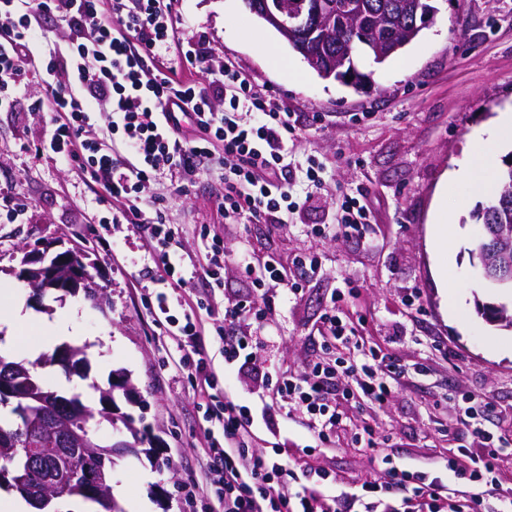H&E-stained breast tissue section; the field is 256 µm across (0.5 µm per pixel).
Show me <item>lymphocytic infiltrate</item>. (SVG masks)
Masks as SVG:
<instances>
[{
  "instance_id": "f902f5d3",
  "label": "lymphocytic infiltrate",
  "mask_w": 512,
  "mask_h": 512,
  "mask_svg": "<svg viewBox=\"0 0 512 512\" xmlns=\"http://www.w3.org/2000/svg\"><path fill=\"white\" fill-rule=\"evenodd\" d=\"M39 16L60 17L69 28L64 49L50 51L42 65L44 92L33 103L34 111L48 118L52 155L78 171L110 210L113 223L141 225L166 279L183 283L186 269L170 257L175 236L166 213L170 198L147 195L152 182L168 178L170 197L188 195L190 174L219 150L225 219L277 227L298 208L285 173V146L302 132L297 119L234 65L210 67L203 42L177 41L166 0H0V111L12 108L22 88L28 51L37 42L33 21ZM191 67L207 69L209 84L186 79L184 73ZM218 94L224 98L220 107L213 103ZM100 105L108 114L110 131L121 135L118 144L108 146L88 136ZM336 208L335 235L365 239L374 221L366 190L358 189ZM319 268L313 254L296 256L288 269L275 262L259 268L243 265L253 297L228 303L223 317L206 322L192 310L175 323L172 336L181 352L179 367H193L201 388H215L218 379L206 356V337L223 341L225 367L248 360L250 339L236 329L241 315L263 322L271 312V289L300 294L304 278ZM365 322L362 315L351 318L335 307L325 310V347H344L348 357L314 363L309 372L276 386L285 407L307 414L315 447H322L343 421L329 399L331 388L341 387L344 399L378 406L392 394L399 367L375 350L364 349ZM460 411L461 423L479 447L451 449L446 466L468 480L467 489L449 487L422 471L393 470L388 484L403 491L396 505L382 503L385 486L380 484L362 486L353 496L291 492L293 471L247 448L253 427L249 408L212 395L206 420L221 429L222 437L211 440L205 450L201 490L214 494L223 512H355L358 501L366 512L377 503L383 504V512H484L507 441L484 429L488 405L468 397Z\"/></svg>"
}]
</instances>
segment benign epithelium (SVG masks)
<instances>
[{
	"instance_id": "1",
	"label": "benign epithelium",
	"mask_w": 512,
	"mask_h": 512,
	"mask_svg": "<svg viewBox=\"0 0 512 512\" xmlns=\"http://www.w3.org/2000/svg\"><path fill=\"white\" fill-rule=\"evenodd\" d=\"M251 13L287 37L310 39L324 30L322 24V7L317 3L311 9L304 8V3L287 5L285 0H250ZM509 232L503 224H485L480 236V245L472 256L478 259L484 278L491 283L508 287L512 286V268L494 261V255L507 248ZM22 277L32 288L34 295L40 296L45 288H55L69 292L71 288L93 287L86 271L84 255L77 248L67 249L52 257L42 251L36 254H24L21 259ZM14 366L0 362V402L12 403L20 408L25 407L27 395L16 385ZM66 433L77 438L80 444V456L77 462L66 471L64 480L55 492L63 493L71 484L79 485L86 494L98 500H104L103 492L109 473L103 467L91 466L85 461V449L97 442L96 433L87 428L82 420L76 427L69 428ZM15 488L23 492L36 509L42 508L47 491L40 490L28 483L26 476L17 473L14 476Z\"/></svg>"
}]
</instances>
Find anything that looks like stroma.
Here are the masks:
<instances>
[{
  "label": "stroma",
  "mask_w": 512,
  "mask_h": 512,
  "mask_svg": "<svg viewBox=\"0 0 512 512\" xmlns=\"http://www.w3.org/2000/svg\"><path fill=\"white\" fill-rule=\"evenodd\" d=\"M437 5L435 25L399 56L373 66L371 84L357 91L320 78L244 0H171L181 41L204 39L214 64L233 62L298 113L304 132L288 145L292 165L301 169L314 159L324 166L313 201L276 230L224 218L216 164L199 171L188 196L171 200L168 215L181 227L174 252L195 263L206 261L201 225H214L224 241L223 285L209 298L217 315L253 293L242 263L274 259L287 266L296 255L317 254L321 269L303 293L278 292L245 366L225 368L216 336L207 355L223 397L254 416L253 448L300 476L330 473L328 490L335 494L385 478L386 464L429 471L449 449L473 447L459 420L462 395L490 403L486 429L512 441V329L482 313L486 306L511 307L512 294L487 283L471 255L479 226L470 214L479 200L466 185H448L451 264L442 266L427 244L443 175L463 167L472 139L490 137L497 117L512 111V0ZM267 42L274 50H264ZM41 93L42 79L30 71L14 108L0 112V195L17 209L13 222H0V287L16 283L22 248L84 251L102 307L80 294L39 298L28 287L17 294L26 310L46 320L76 308L87 339L85 374L46 365L41 383L84 396L124 374L136 395L118 399V410L133 417L144 442L138 454L118 459L112 493L124 506L140 499L146 512H187L185 493L201 479L209 424L196 408L194 377L174 367L178 354L165 317H182L176 299L189 291L163 290L142 228L102 223L105 208L77 170L45 151L50 128L30 109ZM359 186L375 216L366 241L313 237L312 225L331 223L337 199ZM351 283L360 294L340 309L367 316L364 343L400 366L401 384L381 407L340 402L342 426L327 447L311 452L304 415L281 408L273 388L276 379L304 373L322 357L317 320ZM162 291L173 299L166 315L148 307ZM413 293L423 312L408 306ZM106 331L108 344L101 339ZM366 423L374 430L372 448L352 441Z\"/></svg>",
  "instance_id": "35a3bbf8"
}]
</instances>
